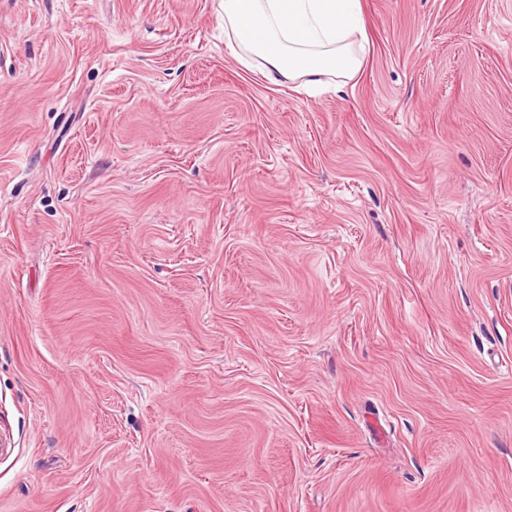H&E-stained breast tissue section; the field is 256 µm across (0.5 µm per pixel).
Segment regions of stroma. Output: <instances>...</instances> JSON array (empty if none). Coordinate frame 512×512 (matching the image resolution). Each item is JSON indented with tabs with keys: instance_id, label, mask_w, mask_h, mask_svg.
Instances as JSON below:
<instances>
[{
	"instance_id": "1",
	"label": "stroma",
	"mask_w": 512,
	"mask_h": 512,
	"mask_svg": "<svg viewBox=\"0 0 512 512\" xmlns=\"http://www.w3.org/2000/svg\"><path fill=\"white\" fill-rule=\"evenodd\" d=\"M361 7L0 0V512H512V0ZM359 0H224L230 46L239 61L253 55L272 82L317 88L326 76L346 80L363 65L352 41L362 29Z\"/></svg>"
}]
</instances>
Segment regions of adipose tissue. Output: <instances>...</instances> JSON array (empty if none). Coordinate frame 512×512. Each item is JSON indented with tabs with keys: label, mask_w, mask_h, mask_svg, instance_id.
Returning <instances> with one entry per match:
<instances>
[{
	"label": "adipose tissue",
	"mask_w": 512,
	"mask_h": 512,
	"mask_svg": "<svg viewBox=\"0 0 512 512\" xmlns=\"http://www.w3.org/2000/svg\"><path fill=\"white\" fill-rule=\"evenodd\" d=\"M231 45L266 65V77L319 87L353 77L363 65L353 43L362 29L359 0H224Z\"/></svg>",
	"instance_id": "ef3b65f1"
}]
</instances>
